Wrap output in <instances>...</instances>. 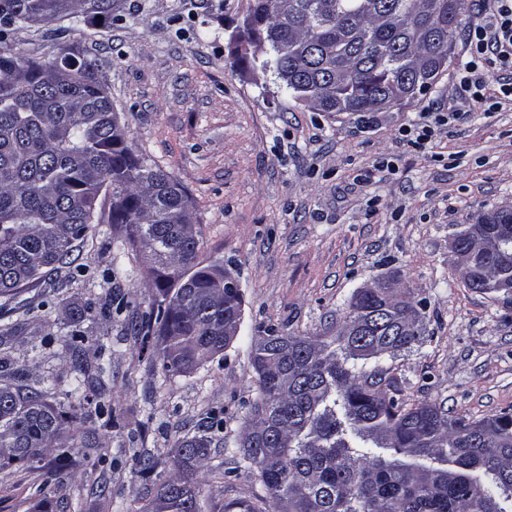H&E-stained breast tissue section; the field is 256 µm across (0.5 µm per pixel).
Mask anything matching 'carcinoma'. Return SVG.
Masks as SVG:
<instances>
[{"instance_id": "carcinoma-1", "label": "carcinoma", "mask_w": 512, "mask_h": 512, "mask_svg": "<svg viewBox=\"0 0 512 512\" xmlns=\"http://www.w3.org/2000/svg\"><path fill=\"white\" fill-rule=\"evenodd\" d=\"M51 0H0V298L58 274L75 241L91 229L102 191L112 189L109 220L123 224L124 250L163 261L154 276L157 312L133 332L158 337L163 369L182 373L224 353V329L240 303L224 299L203 265L197 231L183 223L191 198L157 164L134 156L91 59L64 57L45 68L5 45L11 28L46 12ZM86 16H112V0H64ZM250 0L239 41H263L285 92L322 112L368 113L423 72L432 53L455 38L468 0H445L427 15L426 0ZM476 225L453 234L466 247L465 285L493 293L512 279V226H494L478 246ZM126 307L111 294L99 304L112 317ZM408 288L359 289L346 319L362 336H287L270 328L251 344L258 394L242 460L264 487L256 499H232L224 512H512V414L479 420L450 416L437 404L399 403L387 371L419 341ZM0 469L41 468L48 452L68 461L90 446L86 417L50 403L25 373L0 361ZM218 423L174 443L175 472L145 487L140 512H200L201 461Z\"/></svg>"}]
</instances>
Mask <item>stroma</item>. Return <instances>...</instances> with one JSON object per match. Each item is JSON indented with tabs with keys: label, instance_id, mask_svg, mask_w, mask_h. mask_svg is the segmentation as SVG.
Listing matches in <instances>:
<instances>
[{
	"label": "stroma",
	"instance_id": "1",
	"mask_svg": "<svg viewBox=\"0 0 512 512\" xmlns=\"http://www.w3.org/2000/svg\"><path fill=\"white\" fill-rule=\"evenodd\" d=\"M465 28L483 22L492 0H469ZM249 0H112L107 21L66 17L62 38L39 24L14 30L12 45L45 65L65 56L96 60L98 78L133 155L158 164L188 191L200 259L238 279L242 315L222 355L186 373L165 374L158 345L127 334L126 315L156 309L144 255L117 256L125 227L109 221L101 192L92 235L76 242L73 265L0 301V319L21 331L0 340V358L27 367L53 403L72 404L73 349L88 367L111 364L93 417L99 451L75 454L68 499L45 488L46 470L0 471V512H136L145 481L172 473L171 445L210 418L223 419L208 450L202 512L263 494L236 447L251 417L258 380L252 339L267 328L291 336L335 330L365 285L398 280L419 303L423 340L382 358L397 398L427 401L482 418L512 412V296L467 288L452 266L457 225L512 204V96L474 101L456 64L412 101L382 112H318L286 98L261 62L268 48L238 42ZM448 113V123L436 122ZM433 132L424 147L404 131ZM124 276L109 278L113 264ZM116 290L129 303L111 321L86 315L56 326L60 303L84 311ZM137 455L152 456L143 477Z\"/></svg>",
	"mask_w": 512,
	"mask_h": 512
}]
</instances>
